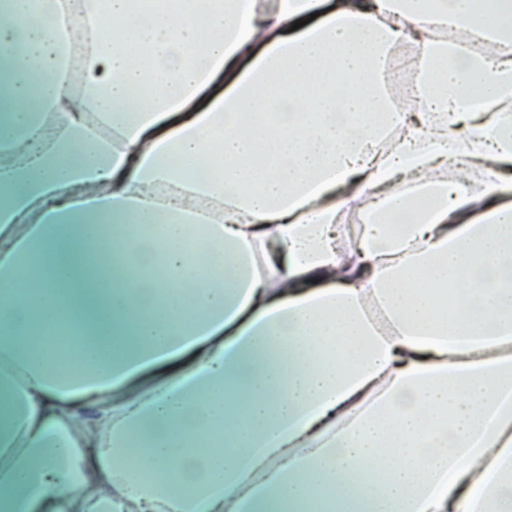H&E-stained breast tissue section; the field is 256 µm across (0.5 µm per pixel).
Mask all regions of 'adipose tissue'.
I'll return each instance as SVG.
<instances>
[{"mask_svg": "<svg viewBox=\"0 0 512 512\" xmlns=\"http://www.w3.org/2000/svg\"><path fill=\"white\" fill-rule=\"evenodd\" d=\"M485 7L0 0V512H512V0ZM47 322L88 358L27 346ZM419 60V53L414 50L410 53H394L389 57L388 67L393 73L397 86L412 83L416 77V70L409 66V61Z\"/></svg>", "mask_w": 512, "mask_h": 512, "instance_id": "adipose-tissue-1", "label": "adipose tissue"}]
</instances>
